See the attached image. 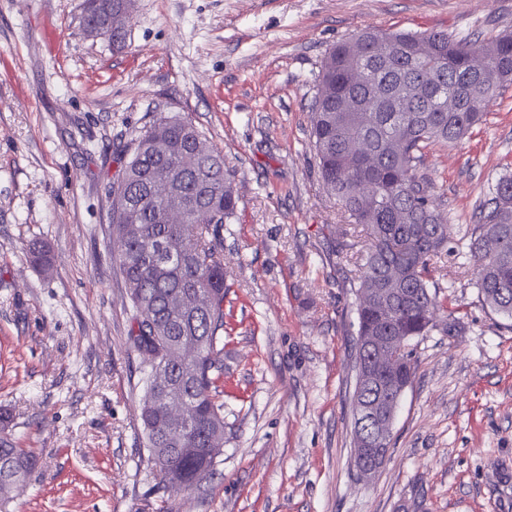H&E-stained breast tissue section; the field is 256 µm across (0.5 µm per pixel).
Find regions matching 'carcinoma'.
Returning a JSON list of instances; mask_svg holds the SVG:
<instances>
[{"label": "carcinoma", "instance_id": "carcinoma-1", "mask_svg": "<svg viewBox=\"0 0 512 512\" xmlns=\"http://www.w3.org/2000/svg\"><path fill=\"white\" fill-rule=\"evenodd\" d=\"M90 21L109 18L113 0H84ZM479 53L480 71L470 56ZM512 85V32L480 41L441 32L363 29L322 60L312 98V147L327 195L365 245L356 277L357 332L394 336L399 367L390 389L414 374L415 341L440 325L436 259L461 248L478 297L512 318V174L499 177L479 220L449 223L440 196L418 175L425 150L461 143L490 101ZM131 158L112 187L108 250L135 312L133 347L147 355L139 406L145 447L161 478L199 486L215 461L208 441L224 437V225L235 215L224 155L192 123L161 116L126 148ZM185 311L173 315L172 303ZM183 397L190 422L174 428L162 395ZM35 459L0 439V506Z\"/></svg>", "mask_w": 512, "mask_h": 512}]
</instances>
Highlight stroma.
<instances>
[{
  "instance_id": "1",
  "label": "stroma",
  "mask_w": 512,
  "mask_h": 512,
  "mask_svg": "<svg viewBox=\"0 0 512 512\" xmlns=\"http://www.w3.org/2000/svg\"><path fill=\"white\" fill-rule=\"evenodd\" d=\"M83 0H0V412L37 465L9 512H512V320L442 254L452 333L416 346L391 459L352 468L359 226L324 194L310 143L326 52L374 27L512 28V0H135L124 42L87 36ZM464 144L427 151L451 223L474 224L512 165V88ZM224 153V453L160 490L139 419L142 355L107 251L125 148L160 114ZM52 249L49 270L28 255Z\"/></svg>"
}]
</instances>
